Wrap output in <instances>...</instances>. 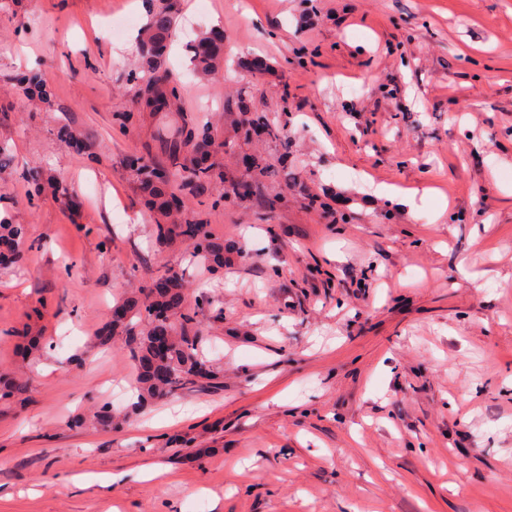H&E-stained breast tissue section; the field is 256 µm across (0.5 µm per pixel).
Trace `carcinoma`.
Wrapping results in <instances>:
<instances>
[{"instance_id":"1","label":"carcinoma","mask_w":512,"mask_h":512,"mask_svg":"<svg viewBox=\"0 0 512 512\" xmlns=\"http://www.w3.org/2000/svg\"><path fill=\"white\" fill-rule=\"evenodd\" d=\"M177 13L175 0H162L138 34L146 68L137 97L142 112H155L160 104L169 112L180 108V81L163 63L175 33ZM185 50L194 74L214 78L224 66V31H211L186 45ZM22 90L34 101L50 102L49 79L42 74L22 80ZM222 149L224 141L218 132L186 119L178 136L166 144L170 167L160 168L141 158L132 164L154 218L156 238L166 242L178 237L191 242L195 257L213 271L224 268V250L213 241L207 217L192 207L190 196L206 184L224 181L223 170L212 161ZM26 177L32 196L49 194L72 208L79 206L70 189L56 179L37 170ZM25 248H33L26 225L0 219V260L16 258ZM205 304L204 300L193 306L184 304L181 283L172 276L162 288L145 289L141 300L115 308L120 318L108 323L106 334L120 332L126 336L138 364L140 400L163 398L199 377L215 379L202 358L204 337L196 326L197 311Z\"/></svg>"}]
</instances>
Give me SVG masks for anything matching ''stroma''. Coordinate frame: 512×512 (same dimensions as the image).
Instances as JSON below:
<instances>
[{"instance_id": "obj_1", "label": "stroma", "mask_w": 512, "mask_h": 512, "mask_svg": "<svg viewBox=\"0 0 512 512\" xmlns=\"http://www.w3.org/2000/svg\"><path fill=\"white\" fill-rule=\"evenodd\" d=\"M179 3L165 66L216 26L224 74L122 132L142 60L106 31L144 5L0 0V216L35 243L0 265V378L25 385L0 401V512H512V0ZM35 70L50 105L14 87ZM188 118L252 183L210 218L219 273L156 242L129 167L168 166ZM35 167L79 210L30 198ZM172 274L209 300L217 377L142 406L98 332Z\"/></svg>"}]
</instances>
